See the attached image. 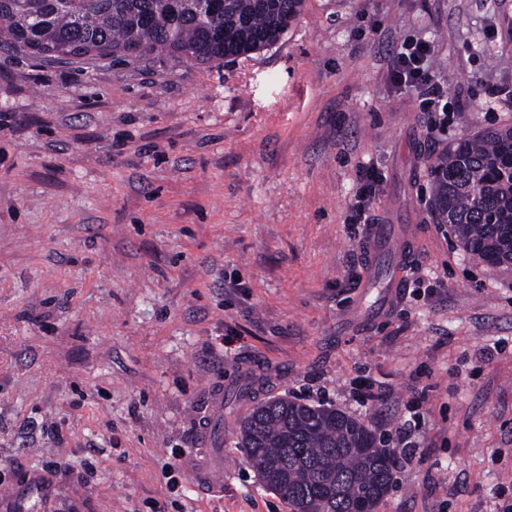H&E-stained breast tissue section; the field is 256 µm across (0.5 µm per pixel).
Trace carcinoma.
Listing matches in <instances>:
<instances>
[{"label": "carcinoma", "mask_w": 512, "mask_h": 512, "mask_svg": "<svg viewBox=\"0 0 512 512\" xmlns=\"http://www.w3.org/2000/svg\"><path fill=\"white\" fill-rule=\"evenodd\" d=\"M304 0H0V48L50 60L158 51L197 64L270 47ZM512 125L446 147L431 169V207L464 250L512 265ZM240 447L290 512H374L394 462L362 421L342 411L274 398L240 422Z\"/></svg>", "instance_id": "cac0c4a2"}]
</instances>
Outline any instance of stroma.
Instances as JSON below:
<instances>
[{
    "label": "stroma",
    "mask_w": 512,
    "mask_h": 512,
    "mask_svg": "<svg viewBox=\"0 0 512 512\" xmlns=\"http://www.w3.org/2000/svg\"><path fill=\"white\" fill-rule=\"evenodd\" d=\"M416 40L442 133L392 82ZM506 124L512 0H305L277 44L221 65L0 51V456L21 466L0 498L40 479L34 512H290L237 438L284 397L389 448L408 433L375 512L512 501V266L434 220L430 175ZM368 166L372 243L347 221ZM57 453L73 475L42 471Z\"/></svg>",
    "instance_id": "obj_1"
}]
</instances>
